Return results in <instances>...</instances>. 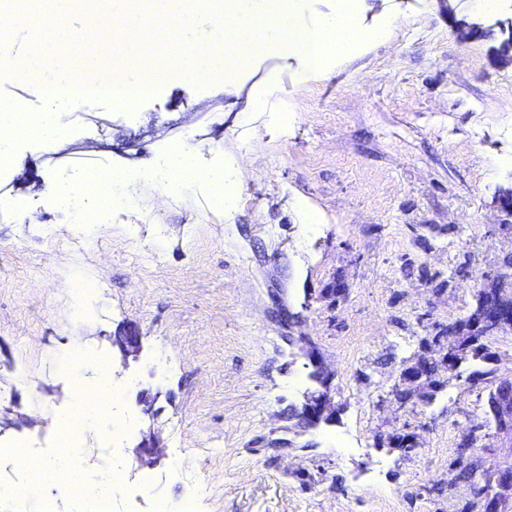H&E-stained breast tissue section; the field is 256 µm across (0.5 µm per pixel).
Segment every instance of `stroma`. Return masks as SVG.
I'll use <instances>...</instances> for the list:
<instances>
[{
	"label": "stroma",
	"instance_id": "35a3bbf8",
	"mask_svg": "<svg viewBox=\"0 0 512 512\" xmlns=\"http://www.w3.org/2000/svg\"><path fill=\"white\" fill-rule=\"evenodd\" d=\"M477 20L471 0H356L364 41L318 73L274 47L232 80L199 89L172 75L134 110L80 104L56 140L20 142L36 177H0V390L28 421L0 442L54 463V420L100 356L134 380L112 408L113 421L136 420L118 454L103 451L97 423L79 443L94 463L84 486L127 467L115 512L157 501L180 512L200 484L199 512H483L476 487L512 465V439L489 423L485 384L469 380L478 363L440 372L430 403L390 394L423 337L466 316L484 282L512 291V215L499 207L512 190V64L495 61L497 38L459 41ZM176 144L193 146L202 170L230 164L233 208L215 205L207 182L162 180ZM95 170L140 191L72 250L81 230L55 190ZM87 277L100 292L73 288ZM124 326L142 338L138 358L110 342ZM164 348L160 380L151 360ZM145 391L157 396L149 415ZM312 392L332 411L315 423ZM149 425L162 451L151 467L135 454ZM401 433L416 451L377 443ZM471 435L478 471L450 484ZM0 485L15 489L0 512H43L50 499L81 510L24 469Z\"/></svg>",
	"mask_w": 512,
	"mask_h": 512
}]
</instances>
